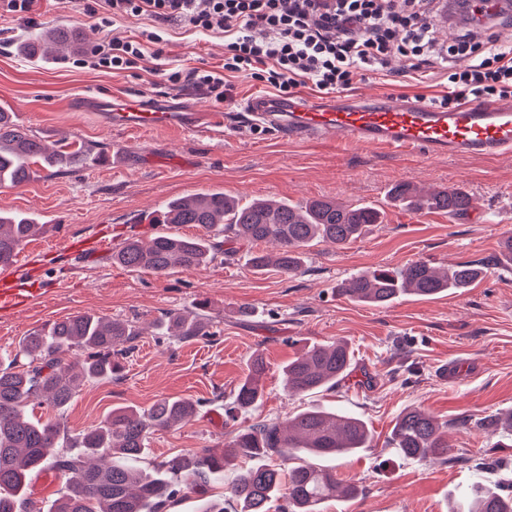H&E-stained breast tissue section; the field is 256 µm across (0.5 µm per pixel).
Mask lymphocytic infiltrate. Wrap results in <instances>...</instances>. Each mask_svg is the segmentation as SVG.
<instances>
[{
	"label": "lymphocytic infiltrate",
	"instance_id": "1",
	"mask_svg": "<svg viewBox=\"0 0 512 512\" xmlns=\"http://www.w3.org/2000/svg\"><path fill=\"white\" fill-rule=\"evenodd\" d=\"M434 0H85L83 9L100 25L149 17L151 26L135 37L103 39L78 58L76 68L127 72L147 54L161 56L164 28L185 23L224 34L222 71L192 67L169 72L175 85H189L224 103L232 100L233 79L248 78L294 96L305 82L326 94L351 88L363 71L385 76L392 57L412 72L436 68L458 56L472 65L449 69L448 90L430 105L442 112L462 101L512 102V49L497 47L493 28L512 26V0L486 13L490 34L480 38L471 8L458 14L453 44L438 45Z\"/></svg>",
	"mask_w": 512,
	"mask_h": 512
}]
</instances>
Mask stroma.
<instances>
[{"label":"stroma","instance_id":"obj_1","mask_svg":"<svg viewBox=\"0 0 512 512\" xmlns=\"http://www.w3.org/2000/svg\"><path fill=\"white\" fill-rule=\"evenodd\" d=\"M38 12L40 27L67 24L89 45L105 33L133 36L140 27L139 21L119 20L101 32L80 0H39ZM32 34L31 28L0 19V108L46 143L82 140L103 149L106 160L56 175L41 171L22 188H0V212L45 225L21 253L34 280L53 287L13 316L0 317V357L14 356L31 332L77 313L126 320L140 331L122 371L87 382L66 409L70 434L98 425L118 407L145 410L164 398L197 401L196 413L175 429L148 433L147 459L156 463L205 448L222 450L235 428L283 423L310 406H336L363 419L371 442L358 454L325 459L340 480L363 493L325 502L322 512H448L458 491L476 479L504 478L512 469V447H503L500 434L486 433L475 422L512 410V269L490 263L512 235V154L493 161L427 160L337 141L300 145L246 126L221 137L170 127L119 131L89 96L149 94L170 101L194 96L192 88L163 81L155 68L220 66L223 35L172 28L162 60L149 58L140 69L112 74L27 56L21 46ZM391 66V76L355 80L348 97L426 101L447 90V71L422 78L405 72L401 59ZM399 182L424 192L459 186L470 193L472 206L456 216L414 213L388 197ZM209 190L245 201L329 197L373 206L382 221L344 247L323 241L308 247L301 270L288 276L256 270L249 246L241 244L194 272L159 275L113 263L112 251L133 235L164 231L223 241L217 229L151 221L169 200ZM96 236L108 241L109 249L94 259L68 248L69 242ZM415 260L440 269L482 261L486 268L459 291L402 295L384 306L336 292L350 274ZM199 303L213 325L212 337L182 343L162 335L159 324L167 313ZM336 340L345 341L351 353L345 383L307 396L288 395L282 374L288 362L305 346ZM258 354L266 363L262 398L227 421L224 408ZM449 363L456 367L451 380L440 374ZM409 407L446 421L448 445L467 456V463L409 460L390 446L393 423ZM479 458L492 461V468L472 467Z\"/></svg>","mask_w":512,"mask_h":512}]
</instances>
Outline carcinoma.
<instances>
[{
  "label": "carcinoma",
  "instance_id": "1",
  "mask_svg": "<svg viewBox=\"0 0 512 512\" xmlns=\"http://www.w3.org/2000/svg\"><path fill=\"white\" fill-rule=\"evenodd\" d=\"M80 42L70 27L58 25L33 35L22 50L44 58L72 52ZM94 151V145L83 141H62L49 148L19 125L12 113L0 110V186L26 185L35 164L67 171L92 159ZM390 197L415 213L435 210L458 215L472 205L471 196L460 187L422 193L402 182L391 189ZM379 219L380 212L373 207L333 199L299 204L255 199L242 204L222 192H204L169 201L154 223L197 224L208 231L221 226L243 245L271 242L276 251L252 254V266L288 275L300 270L305 250L314 240L342 247L363 236ZM42 228L29 218L0 214V267L11 266L20 249ZM221 252L220 243L203 237L157 233L126 239L112 254V261L157 274L173 269L192 272ZM484 269L483 264L464 262L441 271L416 260L401 267L378 266L353 273L336 291L355 301L385 305L402 294L432 296L467 288ZM165 324L167 335L183 342L214 335L210 319L198 311L170 312ZM138 336L140 332L128 321L78 313L21 339L9 367L0 368V512H41L29 498V486L33 474L46 470L64 479L49 512H165L184 489L205 493L214 481L224 478V467L237 457L267 459L228 481L226 495L240 505L239 512H270L271 502L279 498L286 501L284 512H319V506L338 492L357 496L356 485L341 483L335 471L311 462L369 447L370 432L354 414L310 408L284 425L255 423L235 430L221 452L171 456L149 471L137 466L147 455L148 430L171 429L195 414V402L165 398L143 412L118 408L102 424L76 436L68 434L59 419L44 423L27 415L26 408L34 400L63 413L83 383L112 377L119 357ZM350 365L347 343L314 345L285 367V386L291 395L334 388L348 375ZM264 371L262 357L255 356L225 409L227 417L233 419L258 403ZM503 425L511 438L512 412L503 419L491 415L476 422L490 433ZM447 426L420 408H408L394 424L391 444L411 460L470 461L451 454L441 434ZM449 512H512V493L477 481L453 501Z\"/></svg>",
  "mask_w": 512,
  "mask_h": 512
}]
</instances>
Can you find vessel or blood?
Here are the masks:
<instances>
[{
  "mask_svg": "<svg viewBox=\"0 0 512 512\" xmlns=\"http://www.w3.org/2000/svg\"><path fill=\"white\" fill-rule=\"evenodd\" d=\"M108 116L116 128L177 126L201 136L224 125L223 113L195 104L171 109L146 97L113 98ZM239 118L256 132L273 131L306 145L341 140L427 159L455 155L494 160L512 152V103L466 102L455 111L440 112L422 101L395 96L318 100L302 94L261 95L243 104ZM25 299L23 289L0 282V311L16 310Z\"/></svg>",
  "mask_w": 512,
  "mask_h": 512,
  "instance_id": "1",
  "label": "vessel or blood"
}]
</instances>
